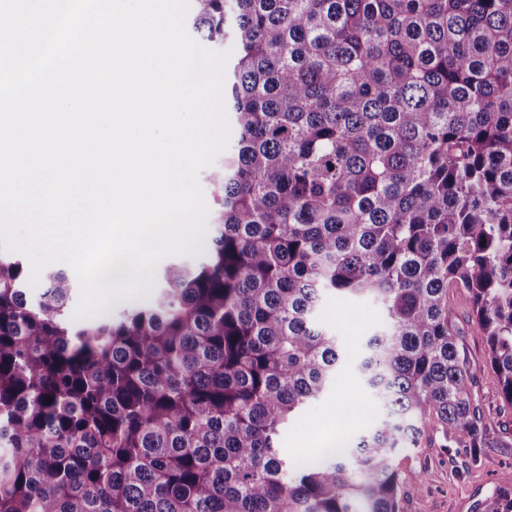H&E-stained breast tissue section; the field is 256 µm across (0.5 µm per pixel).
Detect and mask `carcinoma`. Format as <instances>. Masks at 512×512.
<instances>
[{"label": "carcinoma", "instance_id": "cac0c4a2", "mask_svg": "<svg viewBox=\"0 0 512 512\" xmlns=\"http://www.w3.org/2000/svg\"><path fill=\"white\" fill-rule=\"evenodd\" d=\"M192 2L237 47L205 260L73 322L64 273L33 300L0 252V512H400L427 424L481 435L448 290L512 405V0ZM328 295L386 314L355 364L385 412L291 462L341 362Z\"/></svg>", "mask_w": 512, "mask_h": 512}]
</instances>
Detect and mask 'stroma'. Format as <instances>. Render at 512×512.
Segmentation results:
<instances>
[{"instance_id": "stroma-1", "label": "stroma", "mask_w": 512, "mask_h": 512, "mask_svg": "<svg viewBox=\"0 0 512 512\" xmlns=\"http://www.w3.org/2000/svg\"><path fill=\"white\" fill-rule=\"evenodd\" d=\"M448 303L485 438L472 448L427 427L420 447L395 458L403 478L401 512H487L501 491L503 473L512 471V405L500 397L498 377L487 360L486 339L468 296L450 291ZM318 320L335 334L347 362L324 396L283 431L280 451L291 460L311 457L314 443L329 427L352 431L349 406L360 408L370 421L379 409L357 376L354 363L370 332L383 326L381 309L366 300L342 302L329 296L321 303Z\"/></svg>"}]
</instances>
